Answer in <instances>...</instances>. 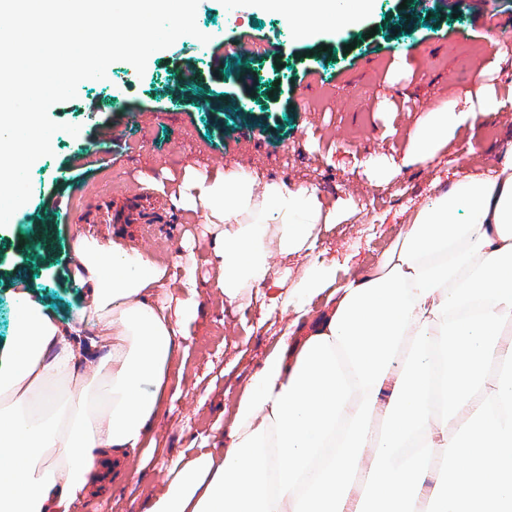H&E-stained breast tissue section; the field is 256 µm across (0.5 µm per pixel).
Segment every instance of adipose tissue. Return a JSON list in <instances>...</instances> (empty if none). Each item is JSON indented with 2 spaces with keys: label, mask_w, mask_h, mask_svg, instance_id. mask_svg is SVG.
<instances>
[{
  "label": "adipose tissue",
  "mask_w": 512,
  "mask_h": 512,
  "mask_svg": "<svg viewBox=\"0 0 512 512\" xmlns=\"http://www.w3.org/2000/svg\"><path fill=\"white\" fill-rule=\"evenodd\" d=\"M299 38L357 25L372 0H258ZM467 118L441 101L409 136L428 161ZM228 302L265 284L279 255L314 249L330 223L314 190L242 169L201 182ZM72 280L85 348L19 288L0 344V512H69L149 439L173 382L192 300L154 304L168 269L136 248L77 236ZM299 301L325 296L243 388L221 448L182 462L146 512H512V155L411 217L366 274L313 263Z\"/></svg>",
  "instance_id": "obj_1"
}]
</instances>
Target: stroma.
<instances>
[{"mask_svg":"<svg viewBox=\"0 0 512 512\" xmlns=\"http://www.w3.org/2000/svg\"><path fill=\"white\" fill-rule=\"evenodd\" d=\"M509 19L512 0L479 15L467 0H375L360 27L300 41L248 0H200L208 43L181 37L141 74L113 62L105 80L81 82L51 108L80 133L53 136L52 156L31 169L29 202L0 227V344L13 331L20 277L69 321L81 299L69 278L80 234L147 250L170 270L164 291L197 303L176 339L181 382L151 441L71 512H145L185 458L221 447L243 386L282 336L321 311L319 298L300 310L280 304L312 258L340 280L372 269L424 203L512 153V36L499 33ZM242 39L257 47L239 57L231 46ZM449 97L473 108L471 119L432 161L408 156L409 133ZM485 98L497 109L482 110ZM240 167L261 182L315 189L334 218L319 225L314 253L275 258L271 281L231 304L216 286L202 205L172 195Z\"/></svg>","mask_w":512,"mask_h":512,"instance_id":"35a3bbf8","label":"stroma"}]
</instances>
